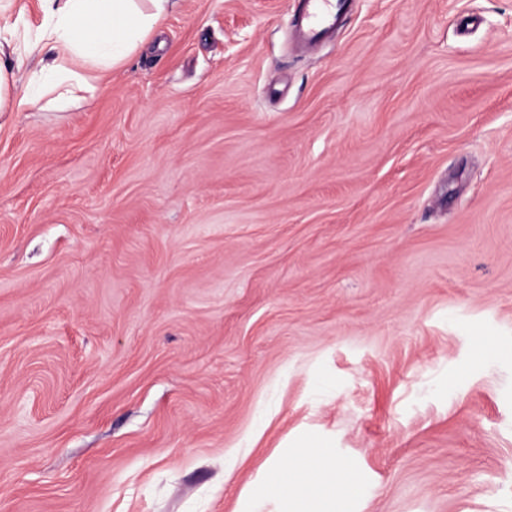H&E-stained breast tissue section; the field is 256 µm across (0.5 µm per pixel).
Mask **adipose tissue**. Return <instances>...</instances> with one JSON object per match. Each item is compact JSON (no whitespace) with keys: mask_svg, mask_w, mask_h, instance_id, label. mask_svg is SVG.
<instances>
[{"mask_svg":"<svg viewBox=\"0 0 512 512\" xmlns=\"http://www.w3.org/2000/svg\"><path fill=\"white\" fill-rule=\"evenodd\" d=\"M179 0H37L36 34L16 0H0V112L52 96L64 104L91 90L85 73L125 63ZM364 498L357 464L318 437L280 449L238 497L236 512H356Z\"/></svg>","mask_w":512,"mask_h":512,"instance_id":"1","label":"adipose tissue"}]
</instances>
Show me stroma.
<instances>
[{
	"instance_id": "35a3bbf8",
	"label": "stroma",
	"mask_w": 512,
	"mask_h": 512,
	"mask_svg": "<svg viewBox=\"0 0 512 512\" xmlns=\"http://www.w3.org/2000/svg\"><path fill=\"white\" fill-rule=\"evenodd\" d=\"M299 7L0 112V512H234L303 431L364 512H512V0ZM346 5L345 2L334 0H304L296 20L302 40L313 42L327 35Z\"/></svg>"
}]
</instances>
